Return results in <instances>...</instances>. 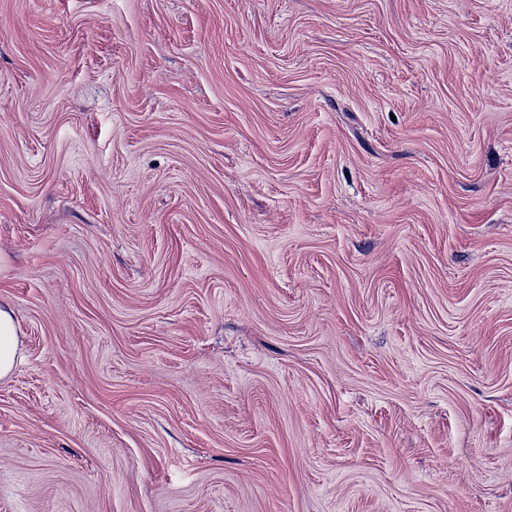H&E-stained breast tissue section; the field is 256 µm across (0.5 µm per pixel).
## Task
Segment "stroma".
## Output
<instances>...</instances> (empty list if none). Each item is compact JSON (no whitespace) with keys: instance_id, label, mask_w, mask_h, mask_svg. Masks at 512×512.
I'll list each match as a JSON object with an SVG mask.
<instances>
[{"instance_id":"35a3bbf8","label":"stroma","mask_w":512,"mask_h":512,"mask_svg":"<svg viewBox=\"0 0 512 512\" xmlns=\"http://www.w3.org/2000/svg\"><path fill=\"white\" fill-rule=\"evenodd\" d=\"M0 512H512V0H0ZM20 343L14 311L0 302V379L10 376L21 361Z\"/></svg>"}]
</instances>
